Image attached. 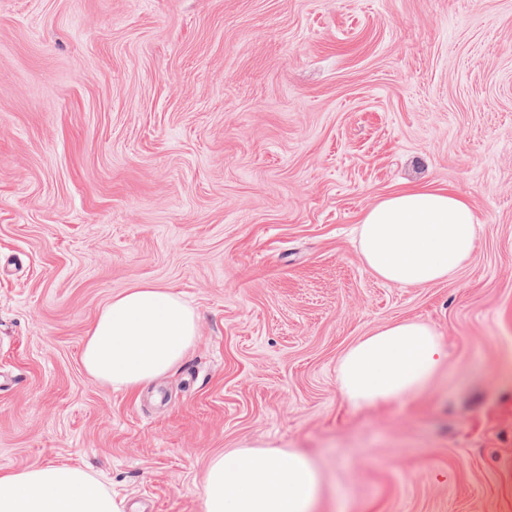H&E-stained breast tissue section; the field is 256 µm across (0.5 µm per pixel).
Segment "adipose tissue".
<instances>
[{"label":"adipose tissue","mask_w":512,"mask_h":512,"mask_svg":"<svg viewBox=\"0 0 512 512\" xmlns=\"http://www.w3.org/2000/svg\"><path fill=\"white\" fill-rule=\"evenodd\" d=\"M470 203L453 191L407 186L369 207L359 220V251L378 278L426 285L454 276L478 238ZM192 308L173 292L143 285L102 310L81 360L97 380L129 392L178 365L192 346ZM444 364L429 326L404 321L377 329L349 347L338 368L340 391L358 405L388 403L428 389ZM320 482L302 451L241 449L212 460L204 512H313ZM0 512H121L83 469L44 466L0 473Z\"/></svg>","instance_id":"ef3b65f1"}]
</instances>
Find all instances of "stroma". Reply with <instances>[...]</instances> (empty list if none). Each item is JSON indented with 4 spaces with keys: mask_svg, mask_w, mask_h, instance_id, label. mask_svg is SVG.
Returning <instances> with one entry per match:
<instances>
[{
    "mask_svg": "<svg viewBox=\"0 0 512 512\" xmlns=\"http://www.w3.org/2000/svg\"><path fill=\"white\" fill-rule=\"evenodd\" d=\"M452 188L451 279L364 265L362 213ZM170 288L197 336L131 393L83 368L103 308ZM431 326L430 388L355 405L343 353ZM0 472L86 470L204 512L210 461L301 449L318 512H512V0H0Z\"/></svg>",
    "mask_w": 512,
    "mask_h": 512,
    "instance_id": "stroma-1",
    "label": "stroma"
}]
</instances>
